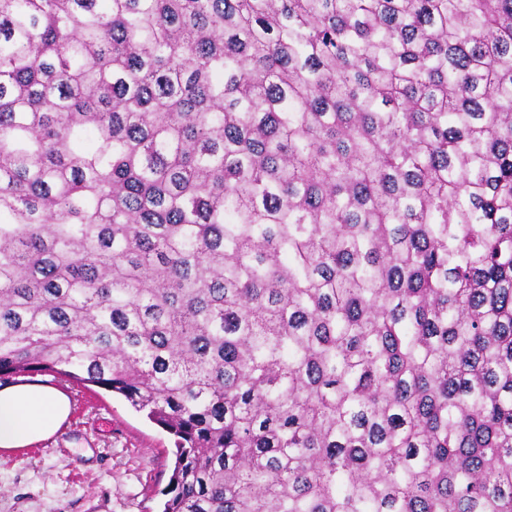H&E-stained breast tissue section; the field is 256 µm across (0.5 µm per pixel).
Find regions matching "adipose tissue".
I'll list each match as a JSON object with an SVG mask.
<instances>
[{"label":"adipose tissue","mask_w":512,"mask_h":512,"mask_svg":"<svg viewBox=\"0 0 512 512\" xmlns=\"http://www.w3.org/2000/svg\"><path fill=\"white\" fill-rule=\"evenodd\" d=\"M63 390L40 381L0 388V450L9 452L53 436L70 416Z\"/></svg>","instance_id":"obj_1"}]
</instances>
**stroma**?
<instances>
[{
  "instance_id": "1",
  "label": "stroma",
  "mask_w": 512,
  "mask_h": 512,
  "mask_svg": "<svg viewBox=\"0 0 512 512\" xmlns=\"http://www.w3.org/2000/svg\"><path fill=\"white\" fill-rule=\"evenodd\" d=\"M42 383L68 393L71 414L48 440L0 451V512H159L175 438L124 398L52 372Z\"/></svg>"
}]
</instances>
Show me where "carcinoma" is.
Segmentation results:
<instances>
[{"instance_id": "obj_1", "label": "carcinoma", "mask_w": 512, "mask_h": 512, "mask_svg": "<svg viewBox=\"0 0 512 512\" xmlns=\"http://www.w3.org/2000/svg\"><path fill=\"white\" fill-rule=\"evenodd\" d=\"M176 437L161 512H512V0H0V376Z\"/></svg>"}]
</instances>
